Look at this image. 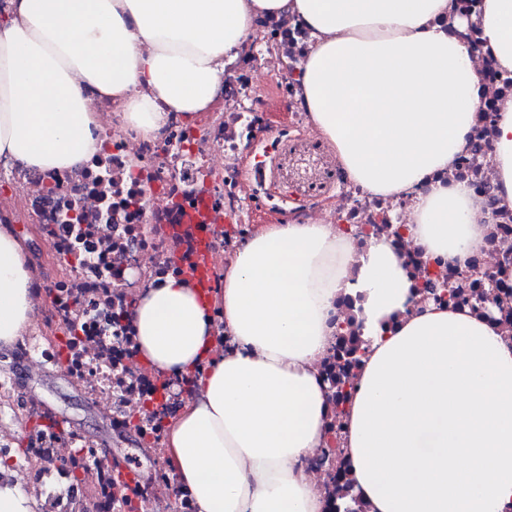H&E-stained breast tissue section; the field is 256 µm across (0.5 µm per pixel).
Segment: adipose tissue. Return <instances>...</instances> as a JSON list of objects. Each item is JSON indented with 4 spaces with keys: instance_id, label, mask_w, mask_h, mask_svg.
<instances>
[{
    "instance_id": "ef3b65f1",
    "label": "adipose tissue",
    "mask_w": 512,
    "mask_h": 512,
    "mask_svg": "<svg viewBox=\"0 0 512 512\" xmlns=\"http://www.w3.org/2000/svg\"><path fill=\"white\" fill-rule=\"evenodd\" d=\"M450 0H13L0 21V157L76 169L100 153L86 87L149 138L168 113L218 105L224 63L259 18L296 15L313 42L298 76L310 120L349 180L408 202L426 253L466 264L482 234L462 182L422 191L470 148L483 85ZM484 44L512 72V0H484ZM497 195L512 204V97L492 145ZM31 253L0 224V350L32 326ZM366 342L342 451L370 512H512V347L467 312L408 316L412 283L386 239L361 252L328 224L279 222L245 240L223 286L185 274L128 312L140 362L195 392L169 418L164 458L197 512H324L298 463L325 445L314 360L340 295ZM221 320H214L213 309ZM235 353H219L223 334Z\"/></svg>"
}]
</instances>
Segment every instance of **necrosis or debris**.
I'll list each match as a JSON object with an SVG mask.
<instances>
[{"mask_svg":"<svg viewBox=\"0 0 512 512\" xmlns=\"http://www.w3.org/2000/svg\"><path fill=\"white\" fill-rule=\"evenodd\" d=\"M256 33L224 67L221 107L195 123L170 113L155 138L145 140L122 126L112 104L95 97L91 104L102 113L106 149L81 168L36 173L0 158V178L12 186L10 196H0V214L11 215L16 224L36 222L47 231L33 277L49 287L50 295L37 304L23 351L38 367L64 368L106 410L113 434L136 430L156 453L169 416L193 392L139 363L136 334L125 310L142 289L193 268L205 239L210 242L209 288H221L224 268L257 229L253 213L259 209L299 224L333 225L359 246L370 238L390 240L413 284L409 313L430 303L465 309L495 326L502 341L512 345V283L501 277L512 269V205L478 210L483 237L470 276L448 260L427 255L408 231L392 223L391 213L405 209V202L372 196L344 173H337L336 193L328 202L308 199L287 206L270 193L259 158L268 147L267 133L280 142L313 133L290 74L306 58L312 37L302 22L283 15L260 18ZM475 62L485 98L473 146L428 181L466 183L481 201L495 192L489 148L497 103L512 96V73L502 71L488 50L477 54ZM261 69L281 77L267 94L255 86ZM279 102L288 107V123L274 130L268 114ZM199 209L206 213L203 223H183L186 213ZM223 224L228 227L224 233L219 230ZM332 323L333 342L315 363L330 401L328 447L304 465L319 478L326 512H367L358 494L344 496L337 490L341 474L349 470L339 446L360 373L359 362L346 354L359 334L353 307L337 304ZM70 325L76 334L58 335V328ZM29 445L26 485L44 496L48 512H80L84 503L92 512H157L169 501L176 512H196L188 494L172 496L159 465L149 478L117 486L106 449L78 432L41 429Z\"/></svg>","mask_w":512,"mask_h":512,"instance_id":"necrosis-or-debris-1","label":"necrosis or debris"}]
</instances>
